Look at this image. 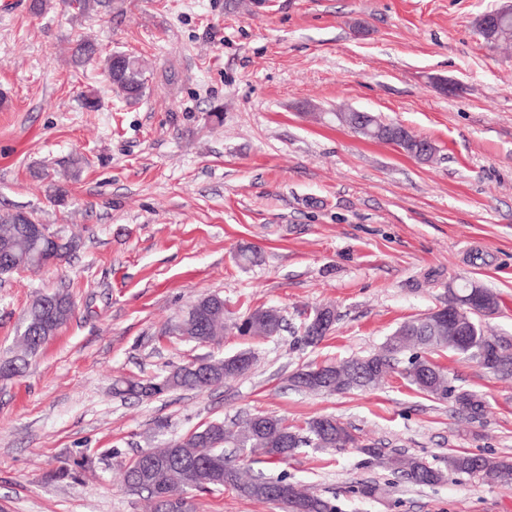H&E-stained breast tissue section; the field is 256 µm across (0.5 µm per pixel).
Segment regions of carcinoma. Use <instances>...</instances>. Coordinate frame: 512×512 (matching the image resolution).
<instances>
[{
  "label": "carcinoma",
  "mask_w": 512,
  "mask_h": 512,
  "mask_svg": "<svg viewBox=\"0 0 512 512\" xmlns=\"http://www.w3.org/2000/svg\"><path fill=\"white\" fill-rule=\"evenodd\" d=\"M93 3L105 8L112 7V0H63L75 19L84 16ZM479 34L493 47L511 45L512 18L502 21L489 33L481 30ZM74 57L80 62L90 61L99 57V50L92 41L84 40L77 45ZM101 64L109 80L127 102L133 103L142 96L147 79L139 59L122 52H111L102 58ZM377 126L375 137L379 142L396 146L401 144L407 151L417 145L418 138L397 123L380 121ZM35 222L33 215L20 210L0 214L1 275L42 267L49 260H58L73 250L71 239L66 248L59 251L52 247L46 237L25 234L24 225ZM42 300L43 297H37L28 308L18 334L19 350L0 363L1 376L21 373L29 358L46 344L48 333H57L73 311V304L64 292L56 293V306L49 314ZM498 308L496 296L484 289L482 303L474 305L475 312L470 314L474 328L470 329L469 335L455 340L448 336V332L435 330L430 317L415 318L396 328L387 338L382 352L336 363L323 382L312 385L298 382L301 374L310 370L308 366L300 368L291 376L292 385L338 394L367 389L379 383L390 369L405 358L408 364L406 379L411 385L435 400L451 402L458 417L476 422L484 415L483 397L475 391L453 385L444 370L427 357L419 355L418 351L448 349L494 374L512 377V340L506 336L485 335L477 321L481 316L495 314ZM312 321L313 318H308L302 327L301 341L308 346L319 343L332 330L329 325L315 333L312 331ZM282 324L280 311L264 312L258 307L242 323L229 326L224 302L211 294L194 302L174 330L185 341L200 344L204 340L209 343L217 340L230 327L244 336L268 338L278 335ZM253 362L254 354L249 350L224 359H206L201 365L191 362L149 380H118L115 382V393L148 399L177 389L202 391L245 374ZM333 420L332 416L310 419L304 435L293 430L285 419L271 414H253L245 420L244 425L237 427L214 420L176 440L142 451L124 466V481L127 485L132 482L143 485V492L152 502L153 512L163 510L155 493L159 487L174 492H209L224 486L234 488L244 498L267 502L270 501L267 491H278L287 498L288 512H336V505L309 492L302 485L288 481L286 476L266 478L247 475L224 458V448L228 446L241 451L260 448L267 456L270 449L278 448L282 453L278 461L282 462L303 445L344 448L349 443H356V437L349 428L330 425ZM362 450L415 485H436L461 474H485L512 480V460L508 459L459 453L448 456V469L442 470L430 467L416 457L391 454L375 445H364Z\"/></svg>",
  "instance_id": "carcinoma-1"
}]
</instances>
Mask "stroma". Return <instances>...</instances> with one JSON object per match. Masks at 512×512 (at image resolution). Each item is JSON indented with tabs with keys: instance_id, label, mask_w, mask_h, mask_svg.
Listing matches in <instances>:
<instances>
[{
	"instance_id": "stroma-1",
	"label": "stroma",
	"mask_w": 512,
	"mask_h": 512,
	"mask_svg": "<svg viewBox=\"0 0 512 512\" xmlns=\"http://www.w3.org/2000/svg\"><path fill=\"white\" fill-rule=\"evenodd\" d=\"M504 0H114L72 19L0 0V210L32 213L78 246L0 276V357L36 295L63 291L72 318L19 376L0 379V512H145L121 468L200 425L262 412L289 425L332 415L363 444L443 469L449 455L512 457V378L460 355L430 359L486 400L466 424L396 365L377 388L295 390L290 375L380 350L404 321L472 282L499 298L482 318L512 337V52L477 18ZM149 69L128 103L75 40ZM448 80L453 92L439 83ZM95 92L98 111L81 97ZM352 108L437 148L421 162L331 121ZM69 190L66 203L53 198ZM217 293L233 321L274 307V338L236 332L199 346L172 334ZM336 313L317 346L301 327ZM252 350L241 377L148 400L114 393L202 358ZM238 466L287 476L338 512H512V483L461 475L416 486L354 448H302ZM376 486L362 496L364 485ZM195 512H283L224 487ZM319 309H321V308H319ZM319 309L315 310L313 316H309V318L303 324V327H302L301 341L304 344L308 345V346L316 345L317 343H319L325 336H327L331 332V330H332V328H333V326L335 324V322H333L329 326L324 328L323 331H316L315 332L316 334L313 335L312 321L315 318V316L318 318L319 323L322 326H326L328 324V322L330 320H332L334 318V316H335L334 310L332 308H330V307L322 308L321 312H318ZM326 309H329L331 312H326L325 311Z\"/></svg>"
}]
</instances>
